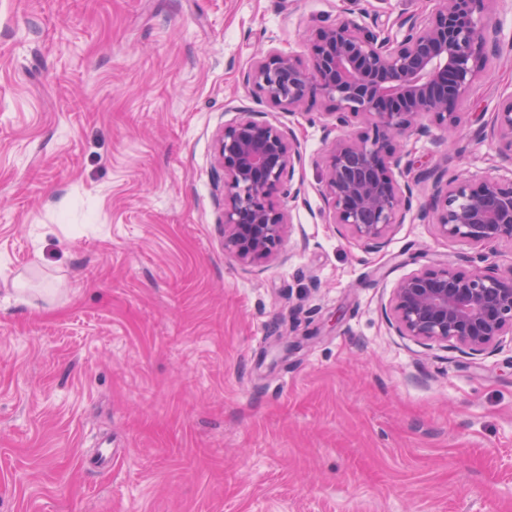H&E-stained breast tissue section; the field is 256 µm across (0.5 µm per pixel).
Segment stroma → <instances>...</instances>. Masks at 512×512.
Returning a JSON list of instances; mask_svg holds the SVG:
<instances>
[{"mask_svg":"<svg viewBox=\"0 0 512 512\" xmlns=\"http://www.w3.org/2000/svg\"><path fill=\"white\" fill-rule=\"evenodd\" d=\"M438 0H0V512H512V335L472 358L390 327L408 275L473 247L414 211L378 252L324 210L316 98L243 77L346 13L390 29ZM499 52L406 144L482 175L473 128L512 95ZM245 106L292 128L305 194L277 256L224 251L214 136ZM111 468L86 463L103 443Z\"/></svg>","mask_w":512,"mask_h":512,"instance_id":"35a3bbf8","label":"stroma"}]
</instances>
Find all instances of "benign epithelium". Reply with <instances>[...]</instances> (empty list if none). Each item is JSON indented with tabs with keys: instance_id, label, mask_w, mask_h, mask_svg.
<instances>
[{
	"instance_id": "1",
	"label": "benign epithelium",
	"mask_w": 512,
	"mask_h": 512,
	"mask_svg": "<svg viewBox=\"0 0 512 512\" xmlns=\"http://www.w3.org/2000/svg\"><path fill=\"white\" fill-rule=\"evenodd\" d=\"M491 0H440L428 15L399 16L396 34L381 35L339 15L312 33L305 65L271 50L244 76L274 105L297 112L310 96L329 102L321 116L336 139L324 158L322 195L337 230L378 251L397 218L412 207V185L431 182L417 218L438 233L474 247L512 244V96L478 129L497 140L507 174L477 179L431 167L412 173L399 139L433 118L448 137L462 125L459 101L483 76L498 49ZM370 125L363 132L355 124ZM302 156L293 130L263 112L240 116L216 133L215 163L224 173V250L238 262L270 258L290 227L279 197L296 200ZM389 322L401 336L452 344L480 356L512 335V267L469 271L448 263L402 279L393 290Z\"/></svg>"
}]
</instances>
